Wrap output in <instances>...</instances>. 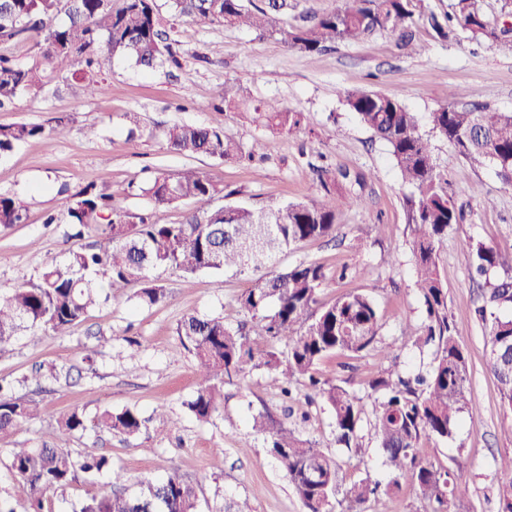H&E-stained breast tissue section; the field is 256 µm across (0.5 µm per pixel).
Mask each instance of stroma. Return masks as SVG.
Wrapping results in <instances>:
<instances>
[{
    "instance_id": "1",
    "label": "stroma",
    "mask_w": 512,
    "mask_h": 512,
    "mask_svg": "<svg viewBox=\"0 0 512 512\" xmlns=\"http://www.w3.org/2000/svg\"><path fill=\"white\" fill-rule=\"evenodd\" d=\"M177 29L183 69L145 75L124 59L105 54L100 65L104 95L87 96L79 82L65 75L38 94H23L0 109V125L41 123L58 115L72 118L66 137L23 142L0 154V195H19L28 204L25 223L0 229V289L36 279L48 264L84 247V240L70 235L66 208L68 193L88 183L107 188L125 210L137 214L148 202L134 195V185L158 170L173 173L193 167L233 190V202L260 209L273 202L323 200L317 168H343L366 175L361 190L365 206L339 211L336 239L304 242L280 253L274 266L302 261L330 271L348 266L345 280L320 291V305L360 290L378 306L383 342L413 334L423 314L403 202L408 189L386 147L347 109L344 94L372 89L402 98L423 123L429 112L447 103L454 87L465 89L466 103L512 112V53L476 43L463 32L443 41L422 28L416 36L424 49L413 55L383 36L309 55L245 29L185 22ZM227 94L249 103L279 100L305 113L309 131L274 134L253 123L251 112L242 109L225 113L224 131L253 152V159L221 162L167 149V127L209 124L215 117L213 103ZM130 112L139 115L144 131L135 140L127 137ZM89 126L96 128V137L86 136ZM433 145L438 169L464 212L462 224L448 234L439 267L448 315L459 326L469 357L470 401L456 439H422L418 453L468 482L470 495L454 512H499V496L512 484V475L500 469L502 458L512 455V409L504 406L489 367L484 328L474 317L482 290L460 243L473 237L512 252V189L502 186L493 169L471 165L446 139L434 138ZM476 185L493 199L492 207L473 197ZM50 213L56 223H46ZM374 224L384 225L382 237L371 234ZM154 276L169 292L163 303L111 300L64 332L28 331L0 347V379L13 384L16 397L35 401L39 409L22 432L0 439L1 502L14 512H26L28 504L26 488L6 467L7 449L49 437L70 412L90 420L107 408L137 409L151 420L148 432L125 437L89 429L59 439V446L108 456L125 471V488L131 494L179 469L197 488L200 512H218L224 502L239 498L249 499L254 512H304L269 455L265 438L251 429L252 414L265 410L288 417L303 437L316 440L337 460L344 481L367 473L387 481L373 440L363 439L359 454L337 447L331 413L321 400L288 406L261 369L250 370L241 384L225 387L219 412L208 422H198L186 408L198 389L197 361L182 345L177 324L190 314L220 315L237 324L243 315L236 299L252 277L226 271L185 278L162 270ZM131 338L139 343L132 357L125 351ZM384 364L379 350L372 349L354 357H326L319 369L364 398L369 380ZM160 413L169 417V424L156 422ZM219 448L224 464L216 470L211 461ZM105 488L102 477L77 480L49 492L44 512H74Z\"/></svg>"
}]
</instances>
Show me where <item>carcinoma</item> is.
<instances>
[{"mask_svg":"<svg viewBox=\"0 0 512 512\" xmlns=\"http://www.w3.org/2000/svg\"><path fill=\"white\" fill-rule=\"evenodd\" d=\"M423 0H336L334 7L308 23L284 28L275 14L288 0H268L265 8H250L245 0H166L170 17L258 31L284 47L316 54L338 42H358L385 35L414 54L423 45L415 31L424 27L440 39L457 32L475 41L503 45L512 51L507 30L488 19L478 0H454L444 18L427 13ZM66 21H58L59 15ZM30 40L33 52L21 62L0 53V108L23 93L40 91L60 74L73 73L93 95L105 88L98 80L99 54L107 49L144 71L179 68L178 40L166 26L159 0H0V42ZM461 89L448 93V103L429 113L432 132L454 144L474 164L491 167L504 187L512 188V112L476 105L457 107ZM344 102L374 138L388 148L398 176L410 193L404 204L411 229L415 289L425 309L417 334L386 344L383 355L410 347L428 352L429 365L412 374L382 368L368 385L373 433L390 472L383 484L365 474L341 486L339 465L315 442L302 439L293 425L268 412L251 417V428L269 439L268 453L278 462L305 512H369L404 485L426 503L425 512H450V504L469 495V485L440 465L423 461L418 448L423 438L453 440L468 404L469 361L459 327L448 317L447 292L438 258L448 232L463 220L449 183L438 171L431 139L420 129L417 113L403 100L372 90H350ZM254 119L275 134L303 129V113L276 100L252 107ZM71 118L62 115L47 123L0 125V153L21 142L59 139L69 132ZM167 148L183 156L206 155L227 161L243 157V147L224 134L219 123L207 126L173 125L163 132ZM327 198L320 203L293 201L259 210L242 204L211 207L213 201L235 194L203 172L184 168L159 172L136 187L150 208L132 215L117 205L112 193L89 183L70 195L67 216L71 236L91 235L87 249L72 251L62 263L43 269L38 278L8 291L0 290V346L25 330L63 332L81 322L88 311L110 297L118 299L133 283L134 297L155 305L167 298L152 276L157 269L183 277L206 271L234 269L254 273L276 256L300 243L336 236V211L360 207V195H336V182L366 181L347 170L324 171ZM192 201L198 205L186 221L170 224L161 212ZM27 203L0 195V227L22 224ZM464 249L476 275L484 279L483 302L476 315L485 328L489 363L503 401L512 407V252L504 254L480 240L468 239ZM502 269L503 278L490 279ZM106 279L102 293L97 276ZM346 277V267L328 272L317 262L302 261L252 280L237 298L250 320L237 326L222 316L187 315L177 326L182 344L197 360L199 388L186 403L188 411L205 423L224 399V385L246 370L264 368L289 393L288 385L304 381L325 403L333 417L336 447L359 453L363 435L362 400L336 379L325 376L318 364L330 355L358 354L381 340V317L366 292L351 291L317 310L318 294ZM37 415L34 404L8 395L0 384V437L17 434ZM148 420L136 409L101 411L95 426L128 437L147 429ZM87 428L83 414L73 411L58 421L57 433L68 436ZM8 468L29 491L27 512H43L44 496L81 476L112 474V485L125 482L103 454H75L47 441L32 447L6 449ZM196 487L173 471L160 482L147 484L136 496L119 492L93 496L75 512H197Z\"/></svg>","mask_w":512,"mask_h":512,"instance_id":"carcinoma-1","label":"carcinoma"}]
</instances>
